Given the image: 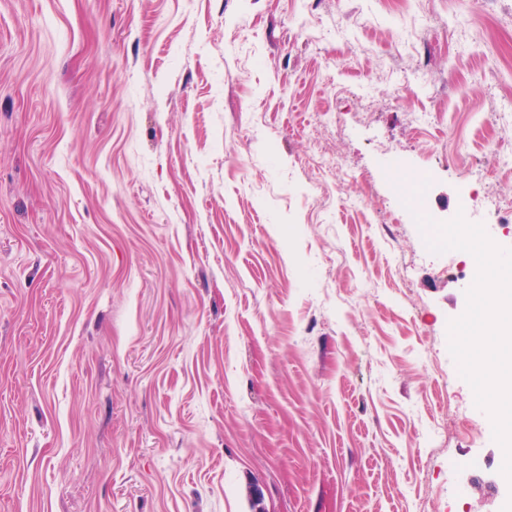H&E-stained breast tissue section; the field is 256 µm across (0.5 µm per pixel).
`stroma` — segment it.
Wrapping results in <instances>:
<instances>
[{
    "label": "stroma",
    "instance_id": "1",
    "mask_svg": "<svg viewBox=\"0 0 512 512\" xmlns=\"http://www.w3.org/2000/svg\"><path fill=\"white\" fill-rule=\"evenodd\" d=\"M499 151L512 0H0V512H502L388 176Z\"/></svg>",
    "mask_w": 512,
    "mask_h": 512
}]
</instances>
